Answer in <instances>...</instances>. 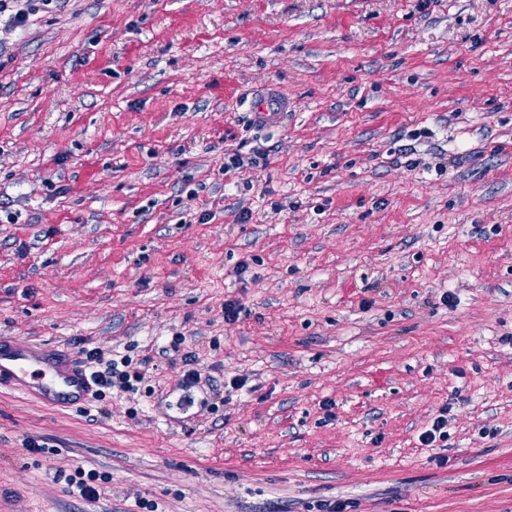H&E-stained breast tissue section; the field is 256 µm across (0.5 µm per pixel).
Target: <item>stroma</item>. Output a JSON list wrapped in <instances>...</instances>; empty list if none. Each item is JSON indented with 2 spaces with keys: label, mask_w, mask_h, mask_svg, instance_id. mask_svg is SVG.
Here are the masks:
<instances>
[{
  "label": "stroma",
  "mask_w": 512,
  "mask_h": 512,
  "mask_svg": "<svg viewBox=\"0 0 512 512\" xmlns=\"http://www.w3.org/2000/svg\"><path fill=\"white\" fill-rule=\"evenodd\" d=\"M0 197V334L149 361L0 391V512H512V0H53ZM288 108V100L279 95H267L253 106L254 116L257 121L268 122L270 117H281ZM79 353L98 379L99 390L95 396L98 401L106 396L107 390L114 387L136 392L139 389L138 384L145 379V373L141 367H146L149 363L148 359L142 358L133 364L130 356L125 355L119 361L115 359L104 361V352L97 347L82 346L79 348ZM100 365H104L103 368Z\"/></svg>",
  "instance_id": "obj_1"
}]
</instances>
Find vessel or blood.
<instances>
[{
  "mask_svg": "<svg viewBox=\"0 0 512 512\" xmlns=\"http://www.w3.org/2000/svg\"><path fill=\"white\" fill-rule=\"evenodd\" d=\"M287 107V100L268 95L255 103L253 112L263 123L281 116ZM0 389L21 392L56 411L86 406L95 392L88 366L70 347L22 343L11 336H0Z\"/></svg>",
  "mask_w": 512,
  "mask_h": 512,
  "instance_id": "b4317fda",
  "label": "vessel or blood"
}]
</instances>
